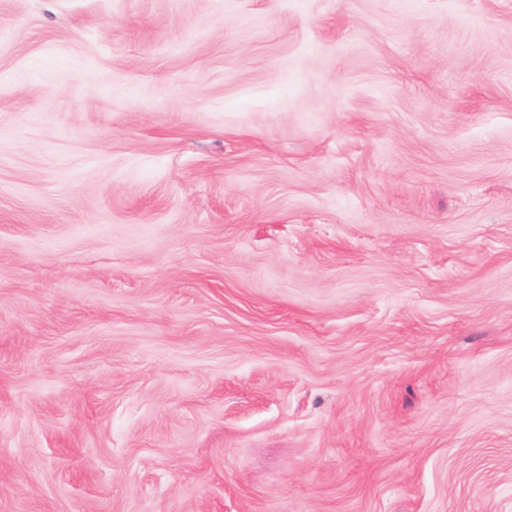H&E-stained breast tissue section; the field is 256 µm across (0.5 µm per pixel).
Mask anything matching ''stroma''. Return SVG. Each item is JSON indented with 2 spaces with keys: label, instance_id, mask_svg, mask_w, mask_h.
Returning <instances> with one entry per match:
<instances>
[{
  "label": "stroma",
  "instance_id": "stroma-1",
  "mask_svg": "<svg viewBox=\"0 0 512 512\" xmlns=\"http://www.w3.org/2000/svg\"><path fill=\"white\" fill-rule=\"evenodd\" d=\"M0 512H512V0H0Z\"/></svg>",
  "mask_w": 512,
  "mask_h": 512
}]
</instances>
